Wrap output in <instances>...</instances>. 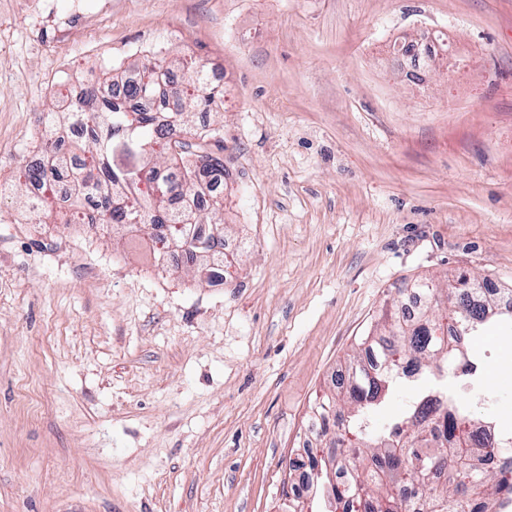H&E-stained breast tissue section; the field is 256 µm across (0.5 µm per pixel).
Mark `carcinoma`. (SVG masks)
Returning <instances> with one entry per match:
<instances>
[{"instance_id": "obj_1", "label": "carcinoma", "mask_w": 512, "mask_h": 512, "mask_svg": "<svg viewBox=\"0 0 512 512\" xmlns=\"http://www.w3.org/2000/svg\"><path fill=\"white\" fill-rule=\"evenodd\" d=\"M175 65L188 70L193 93L166 92ZM136 70L141 77L128 85L129 97L154 102L179 117L207 111L224 99V87L209 82L205 66H190L184 58L149 53ZM81 107L83 155L60 139L42 141L47 163L9 182L6 195L21 186L40 190L22 201L24 217L39 220L56 187L71 183L80 209L71 213L69 222L141 224L155 241L175 244L196 271L212 276L223 242L213 236L212 225L220 219L201 215L191 202L213 192L209 177L224 170V160L208 154L203 165L194 164L190 144L166 138L153 113L125 110L96 90L86 94ZM174 148L179 152L171 163L158 164ZM458 281L466 287L451 304L445 301L448 291L428 279L408 285L404 292L422 298L415 320L407 318L401 299L386 304L379 358L392 366L416 360L437 377L458 372L464 384L475 387L481 363L469 356L461 337L484 335L499 316L500 304L485 291L486 281L465 276ZM397 380L396 372L376 369L355 356L338 375L336 394L316 410L318 436L326 435L331 425L337 430L325 443L327 454L318 457L310 448L304 452L311 470L324 467L332 512H349L354 502L366 512H407L409 501L415 512H501L512 499V456L497 448L512 445V436L495 446L481 441L468 431L470 412L451 400L442 403L431 387L417 389L404 413L376 430L369 413L386 403Z\"/></svg>"}]
</instances>
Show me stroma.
<instances>
[{
  "mask_svg": "<svg viewBox=\"0 0 512 512\" xmlns=\"http://www.w3.org/2000/svg\"><path fill=\"white\" fill-rule=\"evenodd\" d=\"M0 0V181L72 74L166 51L224 103L223 287L159 261L139 226L24 224L0 198V512H283L311 410L416 278L512 289V0H112L47 46ZM445 34L420 70L394 42ZM467 346L455 392L512 433V323Z\"/></svg>",
  "mask_w": 512,
  "mask_h": 512,
  "instance_id": "stroma-1",
  "label": "stroma"
}]
</instances>
